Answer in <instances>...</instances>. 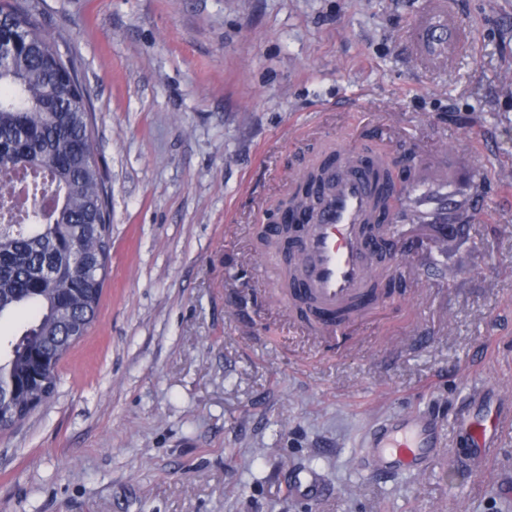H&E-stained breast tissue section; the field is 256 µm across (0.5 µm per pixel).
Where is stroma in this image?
Masks as SVG:
<instances>
[{
    "instance_id": "obj_1",
    "label": "stroma",
    "mask_w": 512,
    "mask_h": 512,
    "mask_svg": "<svg viewBox=\"0 0 512 512\" xmlns=\"http://www.w3.org/2000/svg\"><path fill=\"white\" fill-rule=\"evenodd\" d=\"M74 60L109 193L99 313L55 393L0 433V512H512V430L455 463L468 388L512 392V0H457L453 68L418 65L424 0H18ZM412 155L448 221L392 216L403 294L344 340L272 288L256 227L339 147ZM444 446L391 483L355 465L377 413ZM314 467L326 495L288 490Z\"/></svg>"
}]
</instances>
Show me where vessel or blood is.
Returning <instances> with one entry per match:
<instances>
[{
  "label": "vessel or blood",
  "mask_w": 512,
  "mask_h": 512,
  "mask_svg": "<svg viewBox=\"0 0 512 512\" xmlns=\"http://www.w3.org/2000/svg\"><path fill=\"white\" fill-rule=\"evenodd\" d=\"M466 39L450 0H425L409 31L415 55L433 65L452 64ZM391 164L387 156L363 157L349 146L337 149L320 190V207L314 213L300 215L297 232L285 244L299 265L291 296L305 299L324 317L355 306L363 308L373 301L371 258L385 246L371 228L372 221L383 217L377 208L380 197L400 196L416 221L427 220L417 208L424 174H415L413 186L401 195L395 184L376 176L379 166ZM454 419L466 429L474 446L471 463H478L497 447L500 431L512 426V397L502 396L490 404L482 393L468 390L455 409ZM433 428L434 418L426 410L410 411L397 420H380L372 427V452L363 460L365 470L387 479L408 471L428 470L435 461L427 452ZM288 483L295 492L311 497L324 490L320 474L308 467L292 471Z\"/></svg>",
  "instance_id": "1"
}]
</instances>
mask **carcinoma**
Segmentation results:
<instances>
[{
	"label": "carcinoma",
	"mask_w": 512,
	"mask_h": 512,
	"mask_svg": "<svg viewBox=\"0 0 512 512\" xmlns=\"http://www.w3.org/2000/svg\"><path fill=\"white\" fill-rule=\"evenodd\" d=\"M0 33L19 48L0 65V377L16 390L10 410L30 413L32 393H54L58 371L28 387L30 355L60 363L97 316L107 276L111 217L97 162L86 155L92 112L83 90L48 97L73 60H47L51 41L37 16L9 0ZM81 260H72L75 239Z\"/></svg>",
	"instance_id": "1"
}]
</instances>
